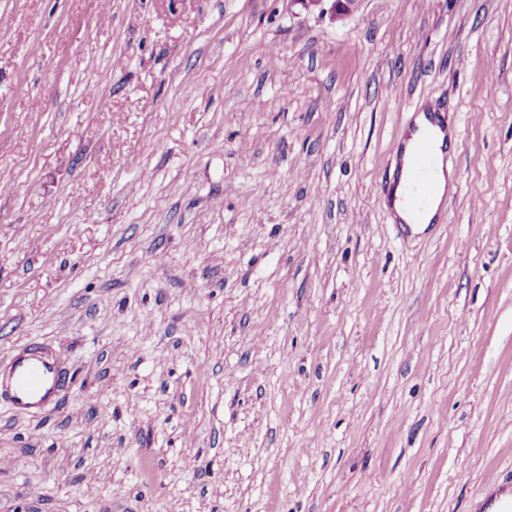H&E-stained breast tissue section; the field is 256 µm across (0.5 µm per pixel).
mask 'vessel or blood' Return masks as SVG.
Segmentation results:
<instances>
[{
    "instance_id": "b4317fda",
    "label": "vessel or blood",
    "mask_w": 512,
    "mask_h": 512,
    "mask_svg": "<svg viewBox=\"0 0 512 512\" xmlns=\"http://www.w3.org/2000/svg\"><path fill=\"white\" fill-rule=\"evenodd\" d=\"M401 148V143H393L390 156H402ZM405 159V175H393V182L402 183L407 199H428L434 192L431 175L440 163L438 153L423 143ZM65 383L60 359L36 345L17 352L9 366L0 370V394L7 396L11 404L22 411L45 409L56 400ZM484 504L494 512H512V488L491 487Z\"/></svg>"
}]
</instances>
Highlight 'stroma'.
<instances>
[{"mask_svg":"<svg viewBox=\"0 0 512 512\" xmlns=\"http://www.w3.org/2000/svg\"><path fill=\"white\" fill-rule=\"evenodd\" d=\"M109 112H102V104ZM455 113L444 223L384 206ZM0 512H480L512 486V0H0ZM292 5L300 6L306 13H317L321 17L329 16L336 23L344 21L357 12L362 0H289ZM66 383L59 358L39 346L17 352L9 366L0 369V394L18 410H44Z\"/></svg>","mask_w":512,"mask_h":512,"instance_id":"stroma-1","label":"stroma"}]
</instances>
